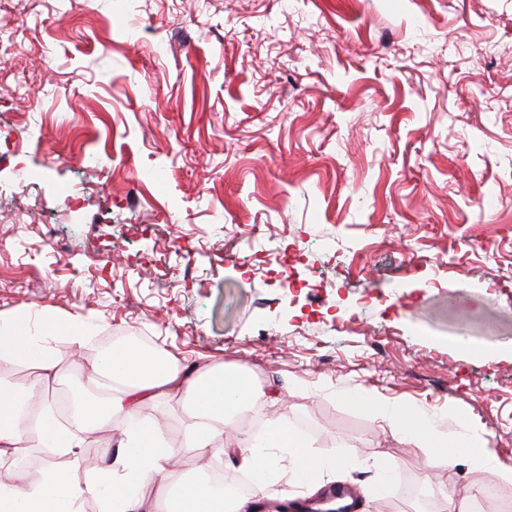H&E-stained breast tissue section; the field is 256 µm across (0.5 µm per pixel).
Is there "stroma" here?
<instances>
[{
	"label": "stroma",
	"instance_id": "1",
	"mask_svg": "<svg viewBox=\"0 0 512 512\" xmlns=\"http://www.w3.org/2000/svg\"><path fill=\"white\" fill-rule=\"evenodd\" d=\"M0 131V322L288 384L237 431L286 423L363 512H512L468 451L426 473L346 396L512 464V0H0ZM272 243L305 252L267 275ZM142 414L175 490L191 418ZM276 469L262 512H304Z\"/></svg>",
	"mask_w": 512,
	"mask_h": 512
}]
</instances>
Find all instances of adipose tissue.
Segmentation results:
<instances>
[{
    "label": "adipose tissue",
    "mask_w": 512,
    "mask_h": 512,
    "mask_svg": "<svg viewBox=\"0 0 512 512\" xmlns=\"http://www.w3.org/2000/svg\"><path fill=\"white\" fill-rule=\"evenodd\" d=\"M63 358L62 352L32 335L25 323L18 321L0 330V363L23 362L36 371L24 389L0 383V395L8 398L7 405H0V512H81L88 490L96 494L98 512H156L160 506L150 499L149 488L156 478L166 475L174 450L161 431L143 426L139 410L147 400L190 399L192 424L187 448L201 456L238 453L241 467L254 476L251 490L239 495L208 483H186L176 500L161 506L166 512H255L270 483L274 465L270 451L274 448L287 449L296 483L312 496L322 488V473L337 466L335 457L312 455L307 445L276 419L270 420L265 437L237 438L228 431L230 415L268 397L267 392L255 388L245 370L221 363L186 367L170 357L135 348L99 358L88 382L104 388L105 393L78 402L67 426H60L48 410L37 421H29L24 413L27 396L56 380ZM351 399L374 410L407 443L422 448L427 468L452 466L455 449L466 447L474 467L512 483V466L501 463L488 449L476 447L470 430L443 433L426 413H410L364 389L353 392ZM114 418L122 422L117 449L97 471L81 472L78 460L72 459L65 469L48 464L39 480L7 481V474L18 469L19 458L31 443H39L53 456L70 455L87 435Z\"/></svg>",
    "instance_id": "ef3b65f1"
}]
</instances>
